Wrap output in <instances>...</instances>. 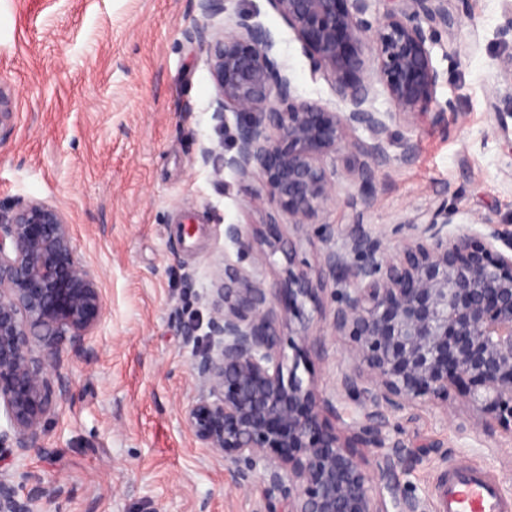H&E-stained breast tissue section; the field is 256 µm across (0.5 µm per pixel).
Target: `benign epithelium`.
Listing matches in <instances>:
<instances>
[{
    "label": "benign epithelium",
    "instance_id": "7a95c632",
    "mask_svg": "<svg viewBox=\"0 0 512 512\" xmlns=\"http://www.w3.org/2000/svg\"><path fill=\"white\" fill-rule=\"evenodd\" d=\"M196 2L187 36L209 61L213 119L224 124L230 108L241 116L231 153L205 147L201 160L217 176L231 169L262 213L259 224L227 225L225 236L257 266L282 252L288 277L268 285L216 264L204 339L184 330L199 381L184 423L224 456L237 486L261 485L264 512H388L389 502L394 512H422L398 477L421 407L446 421L458 400L468 409L458 431L512 434V225L492 215L457 223L458 210L443 201L389 234L324 225L315 266L299 257V242L339 200L344 176L363 209L373 207L369 187L390 162L392 126L411 127L435 102L442 76L433 35L448 27L446 0H383L372 21L369 0H269L313 74L334 83L335 110L296 96L264 26L232 22L227 0ZM379 91L385 112L373 106ZM15 121V90L0 78V142ZM284 222L296 239L282 238ZM103 308L98 273L63 211L35 200L0 204L1 448L43 449V424L67 392L64 378L54 388L49 376L62 347L85 346ZM329 336L354 346L327 391L298 369L326 355ZM348 396L361 410L350 423L336 407ZM54 494L22 495L1 477L0 512H45Z\"/></svg>",
    "mask_w": 512,
    "mask_h": 512
}]
</instances>
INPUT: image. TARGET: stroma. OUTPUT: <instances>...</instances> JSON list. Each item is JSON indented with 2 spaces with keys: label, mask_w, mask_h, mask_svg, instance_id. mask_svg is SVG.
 Returning a JSON list of instances; mask_svg holds the SVG:
<instances>
[{
  "label": "stroma",
  "mask_w": 512,
  "mask_h": 512,
  "mask_svg": "<svg viewBox=\"0 0 512 512\" xmlns=\"http://www.w3.org/2000/svg\"><path fill=\"white\" fill-rule=\"evenodd\" d=\"M261 23L299 98L336 108L331 81L313 76L299 42L268 0H228ZM449 28L432 50L442 75L433 111L395 128L389 164L362 210L343 184L324 216L388 231L448 200L458 222L491 214L512 224V0H448ZM196 0H0V76L16 96V124L0 142V202L40 200L67 216L84 261L99 274L104 311L81 350L64 348L68 382L45 448L0 450V474L25 489L54 486L47 512H259L260 487H237L223 457L182 421L199 390L185 328L205 332L214 264L240 263L224 234L260 212L232 171L214 176L202 148L230 149L234 111L213 118L205 53L186 33ZM416 150L401 158L402 136ZM195 233L182 237V224ZM352 346L330 341L306 367L331 388ZM402 484L439 512L449 466L493 475L512 500V437L459 434L424 408L408 428Z\"/></svg>",
  "instance_id": "35a3bbf8"
}]
</instances>
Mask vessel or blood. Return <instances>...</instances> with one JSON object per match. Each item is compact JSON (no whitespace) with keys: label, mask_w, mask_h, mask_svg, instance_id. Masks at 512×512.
Returning <instances> with one entry per match:
<instances>
[{"label":"vessel or blood","mask_w":512,"mask_h":512,"mask_svg":"<svg viewBox=\"0 0 512 512\" xmlns=\"http://www.w3.org/2000/svg\"><path fill=\"white\" fill-rule=\"evenodd\" d=\"M439 498L441 512H512V502L500 496L494 479L469 466L449 468Z\"/></svg>","instance_id":"b4317fda"}]
</instances>
